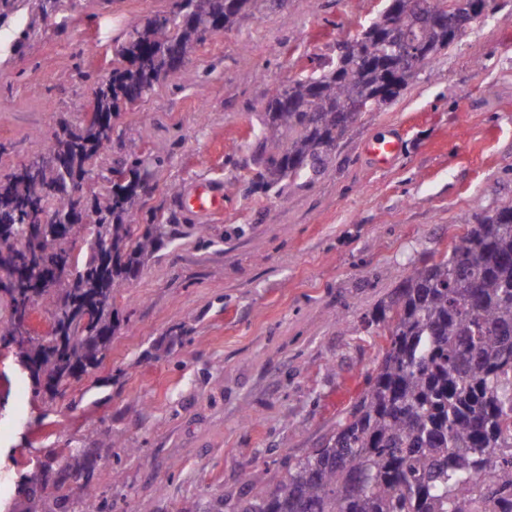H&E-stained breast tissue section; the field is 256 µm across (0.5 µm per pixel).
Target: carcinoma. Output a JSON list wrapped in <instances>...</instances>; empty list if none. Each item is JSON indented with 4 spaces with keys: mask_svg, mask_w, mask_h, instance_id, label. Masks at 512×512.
Wrapping results in <instances>:
<instances>
[{
    "mask_svg": "<svg viewBox=\"0 0 512 512\" xmlns=\"http://www.w3.org/2000/svg\"><path fill=\"white\" fill-rule=\"evenodd\" d=\"M269 2L175 0L171 14L147 18L117 52L126 65L93 77L96 118L61 123L43 150L61 163L0 177V272L12 307L0 337L17 343L20 295L51 309L67 345L50 332L23 353L50 396L103 358L119 327L114 294L145 262L182 235L209 233L206 224L146 207L142 189L162 156L119 151L112 166L94 169V158L115 148L112 114L151 94L211 30L231 29ZM480 2L386 0L376 22L337 44L348 49L337 67L288 81L264 108L254 189L280 194L295 176L322 174L360 116L354 106L376 96L391 103L412 77L388 45L411 34L430 61L458 34L418 26L419 13L469 23ZM43 221L40 254L30 260L20 245L28 226ZM462 223L465 232L441 258L414 268L372 310L368 323L388 324V335L353 409L274 489L249 474L253 495L241 512H512V206ZM73 235L86 239L81 257ZM50 465L25 476L21 492L46 493Z\"/></svg>",
    "mask_w": 512,
    "mask_h": 512,
    "instance_id": "cac0c4a2",
    "label": "carcinoma"
}]
</instances>
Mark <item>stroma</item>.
I'll list each match as a JSON object with an SVG mask.
<instances>
[{"mask_svg": "<svg viewBox=\"0 0 512 512\" xmlns=\"http://www.w3.org/2000/svg\"><path fill=\"white\" fill-rule=\"evenodd\" d=\"M173 0H62L30 22L0 21V175L48 145L59 119L90 110L86 72L119 65L133 25ZM383 0H281L207 35L177 73L113 119L127 150L163 151L147 206L180 212L200 182L233 183L211 244L164 246L114 295L120 327L103 360L62 395L36 392L0 343V507L25 512L18 483L44 455L46 512H79L86 488L65 465L86 455L110 512H240L249 472L276 485L332 433L382 358L366 314L413 267L512 205V0H488L391 104L362 113L315 179L281 195L249 190L266 101L322 73L336 43ZM28 28L24 48L11 36ZM398 138L386 166L363 153ZM114 447H105L106 439Z\"/></svg>", "mask_w": 512, "mask_h": 512, "instance_id": "35a3bbf8", "label": "stroma"}]
</instances>
